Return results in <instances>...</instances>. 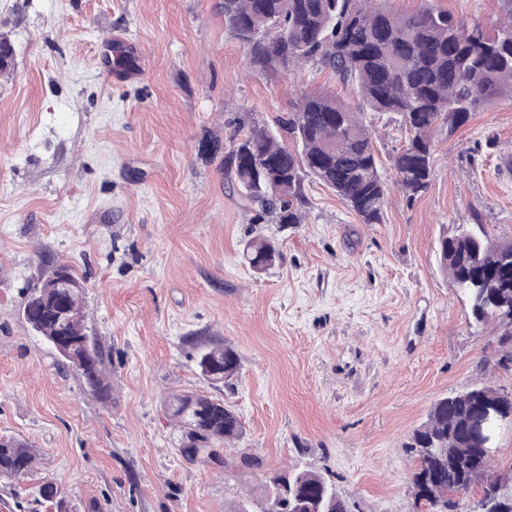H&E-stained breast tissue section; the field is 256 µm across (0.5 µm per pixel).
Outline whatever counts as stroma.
Segmentation results:
<instances>
[{
	"label": "stroma",
	"mask_w": 512,
	"mask_h": 512,
	"mask_svg": "<svg viewBox=\"0 0 512 512\" xmlns=\"http://www.w3.org/2000/svg\"><path fill=\"white\" fill-rule=\"evenodd\" d=\"M222 0H0V437L41 452L38 474L75 512H232L266 478L325 471L353 512H414L408 437L431 404L481 383L512 393L502 328L471 322L437 240L482 221L512 238V100L434 135L415 199L390 191L379 224L305 182L304 223H253L224 177L238 117L267 122L300 93L351 92L306 65L249 70ZM431 4L494 29L504 0ZM285 259L255 273L243 246ZM59 265L85 281L86 325L111 353L101 401L23 318ZM231 345L240 370L211 384L197 343ZM223 400L261 468L224 476L185 459L174 392ZM244 257L255 272L261 273L283 261L279 245L270 237L258 234L245 242Z\"/></svg>",
	"instance_id": "stroma-1"
}]
</instances>
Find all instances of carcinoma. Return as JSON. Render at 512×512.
I'll return each instance as SVG.
<instances>
[{"mask_svg": "<svg viewBox=\"0 0 512 512\" xmlns=\"http://www.w3.org/2000/svg\"><path fill=\"white\" fill-rule=\"evenodd\" d=\"M224 27L246 51L249 68L292 73L311 64L330 71L356 97L352 105L322 92L303 93L293 111L275 125L248 117L239 123L224 154V175L242 192L255 223L271 215L279 224H300L307 205L305 180L340 196L364 224L383 222L390 186L409 198L425 192L434 175L433 134L455 133L471 113L502 98L512 99L511 19L493 31L473 27L429 4L409 13L373 9L370 0H223ZM387 116L407 138L391 156L388 179L374 150L367 116ZM244 257L261 273L283 261L279 245L258 234L245 242ZM439 263L453 287L465 293L478 324L512 326V241H498L484 227L458 225L440 238ZM75 284L62 298L51 281L25 303L35 315L31 328L57 350L63 363L99 397H109V354L88 335L81 295L84 285L72 268L60 266ZM196 366L205 379L230 384L239 371L231 346L202 345ZM508 394L489 385L436 400L406 447L415 465L410 484L417 512H470L459 498L474 488L497 492V512H512V495L502 492L503 475L492 459L469 445L466 420L485 401ZM181 435L178 451L203 460L243 435L230 406L209 396L183 392L168 400ZM38 450L13 437L0 438V481L30 478ZM271 494L246 499L235 512H351L334 484L311 469L270 477ZM32 512L49 506L69 512L59 487L47 480L31 492Z\"/></svg>", "mask_w": 512, "mask_h": 512, "instance_id": "1", "label": "carcinoma"}]
</instances>
